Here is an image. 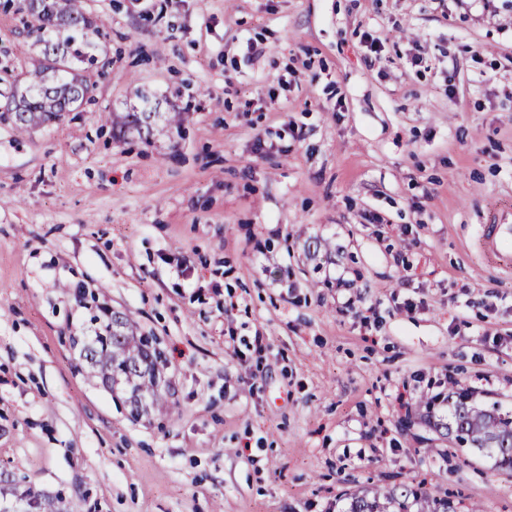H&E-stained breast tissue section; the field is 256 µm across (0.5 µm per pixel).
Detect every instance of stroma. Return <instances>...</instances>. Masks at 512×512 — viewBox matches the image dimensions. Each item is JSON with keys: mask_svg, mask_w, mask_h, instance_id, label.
<instances>
[{"mask_svg": "<svg viewBox=\"0 0 512 512\" xmlns=\"http://www.w3.org/2000/svg\"><path fill=\"white\" fill-rule=\"evenodd\" d=\"M84 6L87 101L0 120V470L71 512H340L415 479L512 512V474L418 411L512 409V273L478 235L512 215V0ZM38 53L0 8L12 79ZM141 91L181 139L101 121ZM76 284L158 337L162 407L87 378Z\"/></svg>", "mask_w": 512, "mask_h": 512, "instance_id": "obj_1", "label": "stroma"}]
</instances>
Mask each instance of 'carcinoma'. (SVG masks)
I'll list each match as a JSON object with an SVG mask.
<instances>
[{
    "label": "carcinoma",
    "instance_id": "1",
    "mask_svg": "<svg viewBox=\"0 0 512 512\" xmlns=\"http://www.w3.org/2000/svg\"><path fill=\"white\" fill-rule=\"evenodd\" d=\"M83 0H24L22 9L35 24L28 29L41 55L31 61L36 81L21 87L10 84L1 90L5 103L0 115L20 130L61 120L88 94L84 73L98 67L93 53L94 38L100 35L82 6ZM103 118L150 140L158 135L169 140L180 134L184 118L179 112H158L149 106L141 112L103 113ZM92 335L72 337L81 345L86 372L105 387L121 391L131 417L137 418L163 403L159 366L163 351L153 336L139 334L131 315L119 312L89 313ZM447 411L436 410V400L421 408L429 426L442 438L493 461V467L512 471V412L500 406L481 407L472 393L448 389L443 398ZM26 477L0 474V506L22 503L26 512H64L60 494H35L25 487ZM345 512H456L448 498H437L406 485L400 489L360 488L349 495Z\"/></svg>",
    "mask_w": 512,
    "mask_h": 512
}]
</instances>
